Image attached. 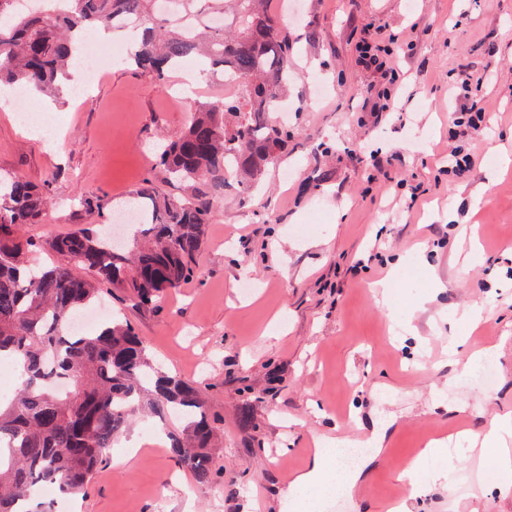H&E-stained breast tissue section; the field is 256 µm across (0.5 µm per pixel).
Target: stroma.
Listing matches in <instances>:
<instances>
[{
	"mask_svg": "<svg viewBox=\"0 0 512 512\" xmlns=\"http://www.w3.org/2000/svg\"><path fill=\"white\" fill-rule=\"evenodd\" d=\"M294 43L291 136L250 193L220 196L197 275L157 307L111 290L170 374L195 381L220 419L211 483H197L150 441L152 419L121 434L72 512H300L290 493L317 441L358 447L355 486L326 490L311 512H383L398 474L432 437L488 429L512 412V0H270ZM379 45L380 67L359 62ZM469 73L485 112L455 124L453 83ZM124 63L78 98L38 95L57 117L53 145L0 102V175L46 187L34 238L112 222V199L163 183L159 144L193 106L223 98L221 72L182 98ZM393 107L382 111L379 91ZM469 155L448 171L449 151ZM90 200L80 206V197ZM479 225L475 259L460 231ZM403 267L392 270L391 260ZM252 281L245 295L241 284ZM477 308V327L460 318ZM489 357L485 385L470 355ZM252 424L242 427V411ZM450 481L419 483L423 512H512L493 449L457 441Z\"/></svg>",
	"mask_w": 512,
	"mask_h": 512,
	"instance_id": "1",
	"label": "stroma"
}]
</instances>
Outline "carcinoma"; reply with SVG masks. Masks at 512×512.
Returning a JSON list of instances; mask_svg holds the SVG:
<instances>
[{"instance_id":"cac0c4a2","label":"carcinoma","mask_w":512,"mask_h":512,"mask_svg":"<svg viewBox=\"0 0 512 512\" xmlns=\"http://www.w3.org/2000/svg\"><path fill=\"white\" fill-rule=\"evenodd\" d=\"M35 2L0 0V84L56 89L77 65L81 31L101 27L130 34L125 64L159 85L185 59L200 58L240 81L243 93L197 106L160 153L170 180H201L207 190L178 196L146 178L114 200L113 212L139 215L130 253L107 231L25 236L23 227L48 206L47 191L0 176V358L19 371L12 398L0 403V512H59L57 501L40 499L42 488L82 492L140 411L161 421L181 417V430L165 432L171 456L196 481L212 480L217 419L198 387L156 367L127 321L114 317L77 334L71 317L103 284L149 309L193 279L224 187L233 179L249 190L289 136L273 112L288 85L293 44L269 0H175V20L156 9L160 0Z\"/></svg>"}]
</instances>
